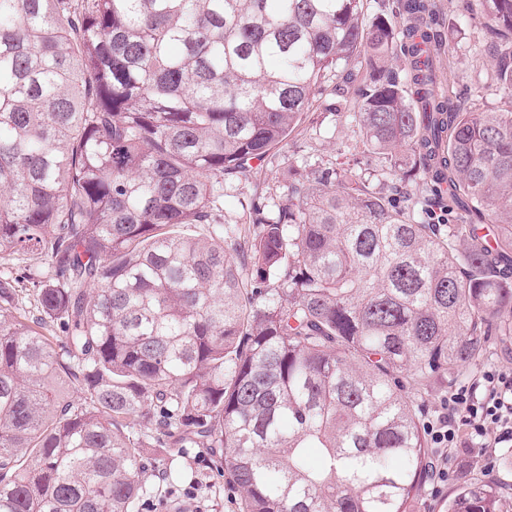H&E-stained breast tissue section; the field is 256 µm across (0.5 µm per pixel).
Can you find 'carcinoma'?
Here are the masks:
<instances>
[{
	"label": "carcinoma",
	"mask_w": 512,
	"mask_h": 512,
	"mask_svg": "<svg viewBox=\"0 0 512 512\" xmlns=\"http://www.w3.org/2000/svg\"><path fill=\"white\" fill-rule=\"evenodd\" d=\"M481 2L512 96V0ZM433 9L0 0V512H158L155 485L178 490L160 463L190 448L239 512H410L433 460L418 392L512 337V111L421 91ZM359 63L346 118L392 176L448 181L447 223L318 166L242 236L170 235ZM445 507L504 504L474 477Z\"/></svg>",
	"instance_id": "carcinoma-1"
}]
</instances>
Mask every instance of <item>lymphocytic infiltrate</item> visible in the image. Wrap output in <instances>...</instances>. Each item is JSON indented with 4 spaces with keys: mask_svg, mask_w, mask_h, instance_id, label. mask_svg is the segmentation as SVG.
I'll return each mask as SVG.
<instances>
[{
    "mask_svg": "<svg viewBox=\"0 0 512 512\" xmlns=\"http://www.w3.org/2000/svg\"><path fill=\"white\" fill-rule=\"evenodd\" d=\"M424 431L439 451L433 464L437 482L460 471V449L487 453L512 444V370L493 366L479 379L449 390Z\"/></svg>",
    "mask_w": 512,
    "mask_h": 512,
    "instance_id": "lymphocytic-infiltrate-1",
    "label": "lymphocytic infiltrate"
}]
</instances>
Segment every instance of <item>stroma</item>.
<instances>
[{
	"label": "stroma",
	"instance_id": "obj_1",
	"mask_svg": "<svg viewBox=\"0 0 512 512\" xmlns=\"http://www.w3.org/2000/svg\"><path fill=\"white\" fill-rule=\"evenodd\" d=\"M436 10L427 16L426 25L435 40L450 48L453 55V80L449 92L459 108L466 112H505L512 109V97L497 88L491 54L493 40L486 32L479 0H435ZM363 79L339 82L332 99H316L300 128L286 147L270 152L265 162L254 165L246 174L224 178V195L216 215L225 230L234 231L245 205L252 201L267 204L285 202L290 182L288 167L305 159L309 164L330 163L336 168L363 170L370 186L381 189L397 200H413L414 184L388 174L385 158L369 153L355 127L343 113L365 91ZM483 475L505 484L504 501L512 512V447L497 449L492 459L483 461L467 454L464 475H449L446 481L426 484L413 512H438L437 503L447 498L460 477ZM214 477L201 459L186 467L178 492V512H238L236 495L229 487L214 488Z\"/></svg>",
	"mask_w": 512,
	"mask_h": 512
}]
</instances>
